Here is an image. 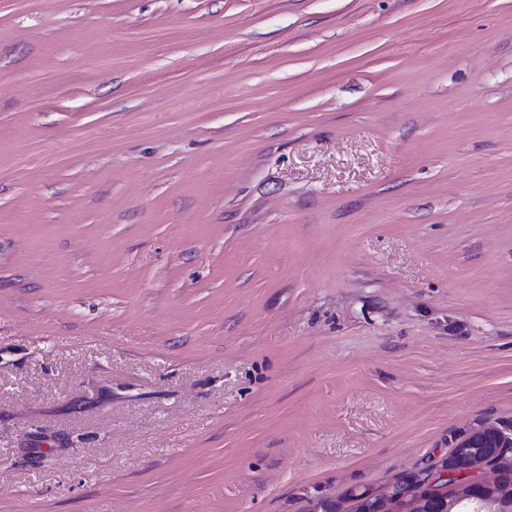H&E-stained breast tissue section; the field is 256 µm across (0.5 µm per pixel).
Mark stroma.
Masks as SVG:
<instances>
[{
	"mask_svg": "<svg viewBox=\"0 0 512 512\" xmlns=\"http://www.w3.org/2000/svg\"><path fill=\"white\" fill-rule=\"evenodd\" d=\"M512 426V0H0V512H348Z\"/></svg>",
	"mask_w": 512,
	"mask_h": 512,
	"instance_id": "1",
	"label": "stroma"
}]
</instances>
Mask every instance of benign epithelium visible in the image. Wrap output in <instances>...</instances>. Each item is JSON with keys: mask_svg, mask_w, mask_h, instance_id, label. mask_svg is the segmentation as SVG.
Returning <instances> with one entry per match:
<instances>
[{"mask_svg": "<svg viewBox=\"0 0 512 512\" xmlns=\"http://www.w3.org/2000/svg\"><path fill=\"white\" fill-rule=\"evenodd\" d=\"M512 462V430L495 425L474 430L459 440L445 463L444 473L452 475L459 470H489L493 477L478 480L459 479L452 484L448 499L434 506L424 499L410 504L412 512H512V497L497 492L502 475V464ZM399 492L391 485L373 495L372 506L364 512H384Z\"/></svg>", "mask_w": 512, "mask_h": 512, "instance_id": "1", "label": "benign epithelium"}]
</instances>
